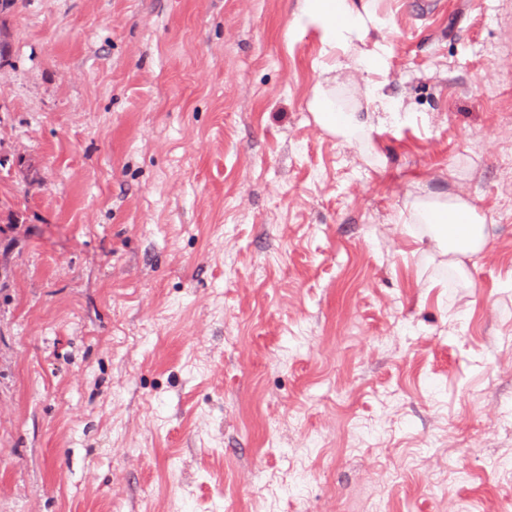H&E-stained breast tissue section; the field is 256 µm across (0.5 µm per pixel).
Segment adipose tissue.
<instances>
[{
	"instance_id": "ef3b65f1",
	"label": "adipose tissue",
	"mask_w": 512,
	"mask_h": 512,
	"mask_svg": "<svg viewBox=\"0 0 512 512\" xmlns=\"http://www.w3.org/2000/svg\"><path fill=\"white\" fill-rule=\"evenodd\" d=\"M379 0H297L293 23L320 32L319 79L307 108L315 123L342 142L370 147L373 120L398 106L385 92L387 69L383 43L386 17ZM373 74L359 83L358 75ZM407 221L421 225L420 240L433 244L458 276H465L466 258L489 243L486 217L459 194L414 195L406 204Z\"/></svg>"
}]
</instances>
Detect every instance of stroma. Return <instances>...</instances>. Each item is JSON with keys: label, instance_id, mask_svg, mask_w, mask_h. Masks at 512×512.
<instances>
[{"label": "stroma", "instance_id": "35a3bbf8", "mask_svg": "<svg viewBox=\"0 0 512 512\" xmlns=\"http://www.w3.org/2000/svg\"><path fill=\"white\" fill-rule=\"evenodd\" d=\"M295 4L0 15V512H512V0H384L374 159ZM419 191L405 205L406 224H422L420 242L426 240L441 255H448V266L466 279L464 259L481 252L489 243L485 215L462 195Z\"/></svg>", "mask_w": 512, "mask_h": 512}]
</instances>
